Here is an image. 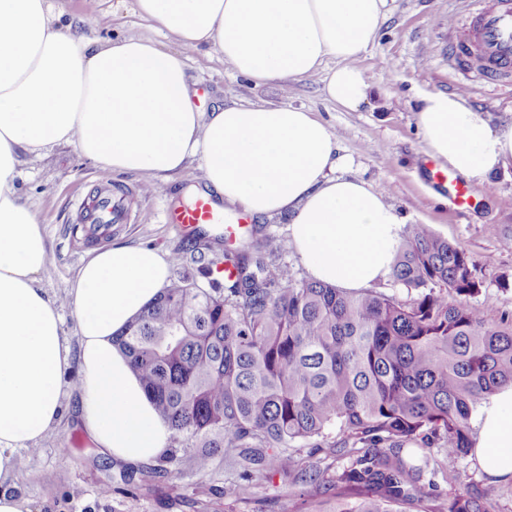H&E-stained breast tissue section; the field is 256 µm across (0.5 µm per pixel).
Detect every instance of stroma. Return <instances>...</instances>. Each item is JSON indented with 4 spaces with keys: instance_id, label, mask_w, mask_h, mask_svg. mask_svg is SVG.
<instances>
[{
    "instance_id": "1",
    "label": "stroma",
    "mask_w": 512,
    "mask_h": 512,
    "mask_svg": "<svg viewBox=\"0 0 512 512\" xmlns=\"http://www.w3.org/2000/svg\"><path fill=\"white\" fill-rule=\"evenodd\" d=\"M53 5L62 25L78 26L98 43L142 36L153 39L162 50L180 49L156 23L134 12L133 0H53ZM467 16V0H394L374 44L355 62L371 86L368 98L355 111L326 97L319 74L286 86L258 85L234 73L218 54L196 51L187 56V75L200 111L231 103L290 104L327 123L350 160L346 176L382 189L403 223L430 225L469 254L477 279L484 283L472 302L488 320L496 321L512 315V285H499L504 277L512 282V165L493 173L489 183L469 181L471 203L457 207L429 176L434 161L425 153L417 124L421 96L436 92L461 93L470 111L481 114L491 126L512 120V87L473 82L466 90L457 88L466 73L449 57L448 22ZM106 179L130 192V219L113 225L111 239L169 254L186 235L167 223L166 213L191 202L188 186L205 184L198 157L168 179L103 169L74 142L27 157L18 171L16 188L45 230L49 263L40 285L58 300L63 332L72 340L78 325L67 291L92 247L73 222V202ZM210 231L234 249L254 231L288 237L289 224L280 216L258 222L235 207ZM76 393L77 376L67 374L62 381L67 405L62 424L38 441L37 452L18 456L11 490L29 501L32 512H298L303 501L321 498L315 488L302 490L277 476L260 480L248 501L226 497L224 482L233 472L225 466L223 454L214 456L209 473L199 474L191 467L194 451L190 448L180 452V475L130 494L101 495V487L119 482L125 467L105 457L79 428ZM457 469L454 480L436 474L440 498H449L458 484L468 483L485 495L491 512H512V481L488 478L471 456L460 461Z\"/></svg>"
}]
</instances>
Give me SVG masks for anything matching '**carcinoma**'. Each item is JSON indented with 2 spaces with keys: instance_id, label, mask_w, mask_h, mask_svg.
Segmentation results:
<instances>
[{
  "instance_id": "cac0c4a2",
  "label": "carcinoma",
  "mask_w": 512,
  "mask_h": 512,
  "mask_svg": "<svg viewBox=\"0 0 512 512\" xmlns=\"http://www.w3.org/2000/svg\"><path fill=\"white\" fill-rule=\"evenodd\" d=\"M284 252L270 233L221 254L191 239L173 253L196 275L178 273L121 338L170 449L124 481L172 475L183 448L201 449L192 465L204 473L222 448L242 469L227 497L247 500L278 475L328 495L318 512H433L423 476L438 466L402 451L440 448L450 470L470 454L479 406L512 384V319L470 303L482 288L470 256L427 224L404 228L390 271L407 300L299 280ZM297 445L347 458L342 476L303 464L288 452ZM442 512L490 510L467 486Z\"/></svg>"
}]
</instances>
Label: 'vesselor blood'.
Instances as JSON below:
<instances>
[{
    "label": "vessel or blood",
    "instance_id": "1",
    "mask_svg": "<svg viewBox=\"0 0 512 512\" xmlns=\"http://www.w3.org/2000/svg\"><path fill=\"white\" fill-rule=\"evenodd\" d=\"M468 24L452 23L451 50L456 59L477 57L475 77L488 81L512 80V0H470ZM76 221L85 233L105 236L110 225L127 215L122 190L103 185L75 207ZM169 223L187 228L196 224H220L224 214L210 198L197 196L191 205L170 211Z\"/></svg>",
    "mask_w": 512,
    "mask_h": 512
}]
</instances>
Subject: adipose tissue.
Masks as SVG:
<instances>
[{
    "label": "adipose tissue",
    "mask_w": 512,
    "mask_h": 512,
    "mask_svg": "<svg viewBox=\"0 0 512 512\" xmlns=\"http://www.w3.org/2000/svg\"><path fill=\"white\" fill-rule=\"evenodd\" d=\"M134 11L180 44L148 38L106 44L60 24L51 0H0V512H30L10 490L20 451L63 421L61 383L78 365L79 422L112 461L165 454L169 431L132 370L120 332L167 286L165 252L120 241L92 249L69 288L78 341L64 335L40 285L46 237L15 185L19 167L77 143L102 168L154 178L201 157L215 207L287 216L290 243L313 281L345 291L390 273L402 222L384 193L341 175L339 138L291 105L232 103L203 114L192 101L185 51L208 47L257 83L337 67L324 92L355 110L368 85L355 62L375 42L390 0H134ZM426 151L481 182L512 162V121L492 127L464 100L422 96ZM484 473L512 480V385L480 407L472 437Z\"/></svg>",
    "instance_id": "ef3b65f1"
}]
</instances>
